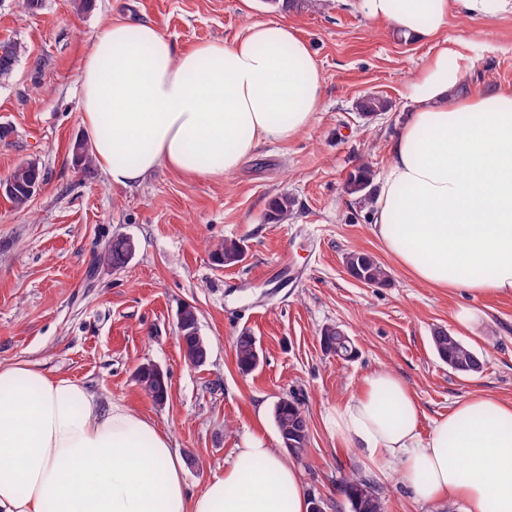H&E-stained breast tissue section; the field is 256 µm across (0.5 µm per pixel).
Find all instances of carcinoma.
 Instances as JSON below:
<instances>
[{
    "instance_id": "cac0c4a2",
    "label": "carcinoma",
    "mask_w": 512,
    "mask_h": 512,
    "mask_svg": "<svg viewBox=\"0 0 512 512\" xmlns=\"http://www.w3.org/2000/svg\"><path fill=\"white\" fill-rule=\"evenodd\" d=\"M328 0H265L269 6L281 7V10H305L317 6H327ZM18 56L17 44L7 42L0 45V80L9 77L14 69ZM355 109L364 116H371L386 109V101L375 95L359 98ZM73 160L76 165L87 170L93 165V157L85 143L81 140L74 142L72 147ZM43 181V175L38 163L34 161L22 162L15 167L10 177L0 183V192L3 193L17 208H24L31 201L32 188ZM370 185V176L361 170L349 177L348 188L352 193L361 194L360 200L369 203L372 194L367 192ZM294 200L286 195H279L268 204V219L278 224H284L293 217ZM136 250L134 241L126 236H118L105 247L101 259L114 268L125 267L133 258ZM240 250V243L233 239H226L217 243L212 250L214 259L225 264ZM345 268L351 273L363 276L375 285H384L389 280L386 268L373 256L364 251H351L344 257ZM186 352L190 356H198L201 362H206L209 355V346L202 336H178ZM324 349L329 353H336L342 349L347 357H354L356 349L353 341L342 340L340 328L328 326L321 336ZM432 344L438 358L448 364V367L471 365L478 359L474 349L448 332L444 327H436L432 332ZM235 354L238 368L249 373L257 365L259 350L253 336L243 333L235 340ZM135 379L140 389L152 401L162 406L166 403L169 391V381L166 376L157 375L151 365L139 367ZM273 420L280 440L290 441L287 450L294 456L305 454L309 442L307 417L302 407L294 400L278 401L273 408ZM342 491L348 498L352 512H385L384 497L365 478L356 474L345 476L341 480Z\"/></svg>"
}]
</instances>
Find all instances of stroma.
I'll return each mask as SVG.
<instances>
[{
    "label": "stroma",
    "instance_id": "1",
    "mask_svg": "<svg viewBox=\"0 0 512 512\" xmlns=\"http://www.w3.org/2000/svg\"><path fill=\"white\" fill-rule=\"evenodd\" d=\"M113 18L150 22L183 48L231 42L255 21L290 24L319 64L322 105L304 133L262 145L224 178L191 181L160 166L137 185L112 184L99 167L76 166L71 148L87 137L81 63ZM1 42L21 51L0 82V126L10 130L0 141V181L27 159L38 162L44 181L23 209L0 195V362H38L151 420L187 458L195 492L234 460L246 434L261 431L280 448L272 409L288 398L308 419V448L296 465L323 512H352L339 482L353 470L382 490L386 512H462L458 503L416 501L398 476L367 469L362 449L340 446L327 419L381 368L415 395L424 438L470 397L512 402V296L473 298L417 282L384 252L372 206L349 194L346 182L363 168L372 181L382 177L388 144L413 107L407 86L442 44L470 60L463 95L512 86V13L455 12L439 36L414 42L353 0L287 12L264 0H93L83 12L72 0H42L35 12L22 0H0ZM368 94L386 100L387 110L357 112L356 100ZM281 194L294 198V214L274 224L268 203ZM116 236L137 246L121 269L100 259ZM224 239L244 246L242 262L213 260L212 244ZM354 250L387 268L385 285L348 275L344 257ZM283 255L284 268L277 264ZM184 305L195 308L209 345L201 366L189 365L176 338ZM330 325L352 338L354 359L323 349ZM437 326L474 348L480 373H454L436 356L430 336ZM244 332L261 352L247 375L234 353ZM144 364L169 377L164 405L134 380Z\"/></svg>",
    "mask_w": 512,
    "mask_h": 512
}]
</instances>
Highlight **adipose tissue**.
<instances>
[{"label":"adipose tissue","instance_id":"adipose-tissue-1","mask_svg":"<svg viewBox=\"0 0 512 512\" xmlns=\"http://www.w3.org/2000/svg\"><path fill=\"white\" fill-rule=\"evenodd\" d=\"M512 0H357L405 38L450 12L492 16ZM451 48L408 86L413 109L388 148L373 232L422 283L512 295V88L459 98ZM323 99L310 46L283 22L232 42L179 48L154 26L105 24L81 70L82 123L108 179L131 186L163 165L191 179L236 171L264 143L307 130ZM419 405L391 371L368 373L330 423L379 475L422 502L512 512V403L482 395L418 433ZM297 466L259 432L200 492L169 436L119 403L37 364H0V512H309Z\"/></svg>","mask_w":512,"mask_h":512}]
</instances>
